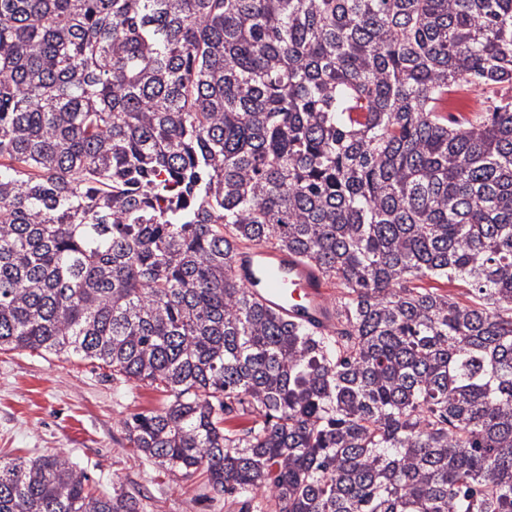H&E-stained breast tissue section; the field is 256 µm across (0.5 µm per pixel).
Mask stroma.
I'll use <instances>...</instances> for the list:
<instances>
[{"label":"stroma","mask_w":512,"mask_h":512,"mask_svg":"<svg viewBox=\"0 0 512 512\" xmlns=\"http://www.w3.org/2000/svg\"><path fill=\"white\" fill-rule=\"evenodd\" d=\"M151 388L113 383L109 368L71 355L0 352V461L62 452L98 489L138 490L142 512H226L204 476L182 480L134 451L124 421L158 409Z\"/></svg>","instance_id":"stroma-1"}]
</instances>
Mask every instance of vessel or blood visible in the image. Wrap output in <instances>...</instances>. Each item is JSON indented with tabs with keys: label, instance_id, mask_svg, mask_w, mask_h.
Listing matches in <instances>:
<instances>
[{
	"label": "vessel or blood",
	"instance_id": "obj_1",
	"mask_svg": "<svg viewBox=\"0 0 512 512\" xmlns=\"http://www.w3.org/2000/svg\"><path fill=\"white\" fill-rule=\"evenodd\" d=\"M234 273L260 302L289 321L329 323L325 282L288 253L271 247L239 250Z\"/></svg>",
	"mask_w": 512,
	"mask_h": 512
}]
</instances>
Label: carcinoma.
I'll return each mask as SVG.
<instances>
[{
	"mask_svg": "<svg viewBox=\"0 0 512 512\" xmlns=\"http://www.w3.org/2000/svg\"><path fill=\"white\" fill-rule=\"evenodd\" d=\"M512 0H0V350L166 393L125 422L249 512H512ZM336 290L326 328L241 248ZM457 281L455 296L432 282ZM0 512H140L65 454ZM234 273L260 302L288 321L329 323L327 297L334 290L312 267L288 253L271 247L239 250Z\"/></svg>",
	"mask_w": 512,
	"mask_h": 512,
	"instance_id": "cac0c4a2",
	"label": "carcinoma"
}]
</instances>
